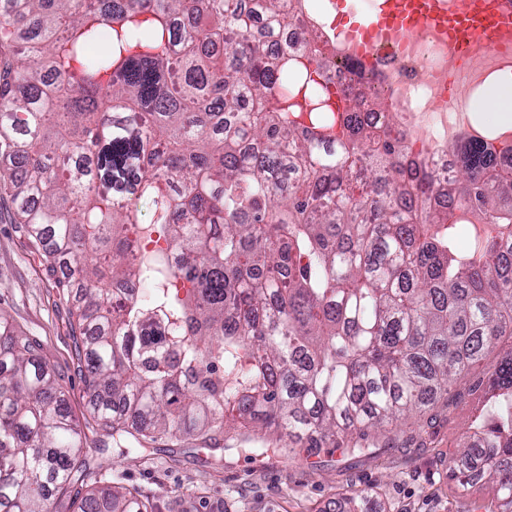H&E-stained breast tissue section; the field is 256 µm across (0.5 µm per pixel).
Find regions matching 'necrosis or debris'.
I'll use <instances>...</instances> for the list:
<instances>
[{"instance_id":"obj_1","label":"necrosis or debris","mask_w":512,"mask_h":512,"mask_svg":"<svg viewBox=\"0 0 512 512\" xmlns=\"http://www.w3.org/2000/svg\"><path fill=\"white\" fill-rule=\"evenodd\" d=\"M299 18L320 33L334 59L362 66L383 89L409 157L425 159L436 184L446 185L462 139L477 134L468 121L475 91L488 74L503 69V54L482 51L478 65L458 80L447 43L431 33L392 36L368 56L352 49L338 29L336 0H302Z\"/></svg>"}]
</instances>
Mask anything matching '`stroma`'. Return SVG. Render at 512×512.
Returning a JSON list of instances; mask_svg holds the SVG:
<instances>
[{
	"mask_svg": "<svg viewBox=\"0 0 512 512\" xmlns=\"http://www.w3.org/2000/svg\"><path fill=\"white\" fill-rule=\"evenodd\" d=\"M0 201V313L41 345L78 420L88 419L89 396L77 368L71 308L40 253L11 222ZM495 359L475 364L448 405L402 422L391 446L376 453L340 448L258 455L233 450L215 431L204 441L163 438L135 449L125 442L89 456L84 483H115L153 504L154 512H336L344 495L367 491L385 512H484L496 496L485 479L468 488L451 480L447 457L468 423L481 414L480 386Z\"/></svg>",
	"mask_w": 512,
	"mask_h": 512,
	"instance_id": "1",
	"label": "stroma"
}]
</instances>
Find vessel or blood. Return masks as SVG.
<instances>
[{
	"label": "vessel or blood",
	"instance_id": "obj_1",
	"mask_svg": "<svg viewBox=\"0 0 512 512\" xmlns=\"http://www.w3.org/2000/svg\"><path fill=\"white\" fill-rule=\"evenodd\" d=\"M349 39L361 51H370L380 33H411L430 29L448 41L456 60H465L473 48L491 46L512 52V0H381L377 13L338 16Z\"/></svg>",
	"mask_w": 512,
	"mask_h": 512
}]
</instances>
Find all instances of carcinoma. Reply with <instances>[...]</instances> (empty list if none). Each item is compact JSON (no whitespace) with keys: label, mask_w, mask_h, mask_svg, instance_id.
<instances>
[{"label":"carcinoma","mask_w":512,"mask_h":512,"mask_svg":"<svg viewBox=\"0 0 512 512\" xmlns=\"http://www.w3.org/2000/svg\"><path fill=\"white\" fill-rule=\"evenodd\" d=\"M286 0H9L0 11V196L72 303L90 414L117 443L255 429L272 444L375 449L494 354L484 420L449 461L512 512V170L465 139L445 194L368 84L341 77ZM146 200L145 224L134 201ZM472 247L454 248L463 226ZM166 251L129 261L131 236ZM144 291L123 304L104 278ZM84 428L40 346L0 314V512H152L84 489ZM339 512H384L367 492Z\"/></svg>","instance_id":"obj_1"}]
</instances>
